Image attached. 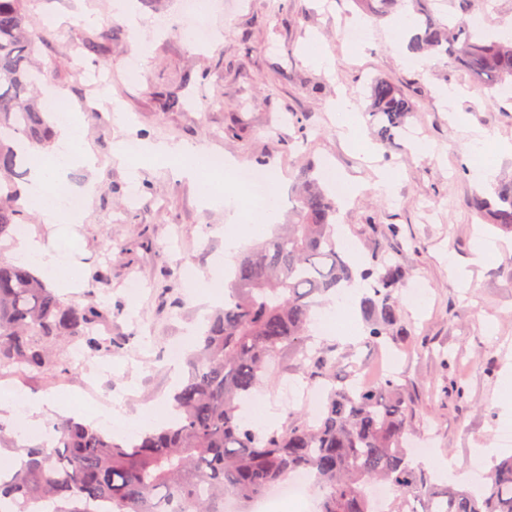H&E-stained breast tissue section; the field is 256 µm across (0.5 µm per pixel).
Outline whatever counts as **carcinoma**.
<instances>
[{
	"label": "carcinoma",
	"instance_id": "obj_1",
	"mask_svg": "<svg viewBox=\"0 0 512 512\" xmlns=\"http://www.w3.org/2000/svg\"><path fill=\"white\" fill-rule=\"evenodd\" d=\"M28 0H0V243L17 238L30 216L18 204L28 146L53 140L52 113L35 97L38 48L29 31ZM378 19L399 0H357ZM418 54L445 55L489 100L512 86V35L492 38L448 11L472 13L479 0H409ZM369 113L378 140L393 141L415 111L412 99L386 78L369 86ZM469 208L480 224L512 231V182L475 193ZM336 203L318 180L305 176L288 223L241 256L224 307L209 319L188 374L173 394L176 419L132 440L91 424L64 419L52 446L18 444L0 424V447L25 457L0 470V512H225L226 499L256 501L286 478L307 473L320 490L318 512H380L376 486L389 491L385 512H512V457L496 464L481 489L437 483L416 463L408 443L417 410L392 375L358 387L356 371L336 376L334 345H314L309 325L322 301L356 281L368 339L382 345L401 328L396 293L400 267L356 271L336 241ZM108 309L69 302L32 267L0 257V371L18 377L72 372L69 345L110 355L101 338ZM288 353L295 372L321 390L317 415L291 413L282 428L259 429L243 404L272 380L268 365Z\"/></svg>",
	"mask_w": 512,
	"mask_h": 512
}]
</instances>
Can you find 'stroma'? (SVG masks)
<instances>
[{"label":"stroma","instance_id":"35a3bbf8","mask_svg":"<svg viewBox=\"0 0 512 512\" xmlns=\"http://www.w3.org/2000/svg\"><path fill=\"white\" fill-rule=\"evenodd\" d=\"M113 0H30V30L40 38L39 60L47 88L65 96L79 113L85 141L98 158L93 170L69 176L70 186L87 181L98 192L82 208L81 224H48L35 215L29 234L56 249V265L75 269L70 294L83 301L97 267L110 271L96 300L111 312L102 336L120 344L115 354L93 356L87 368L51 379L32 374L4 377L0 386L62 402L66 413L45 415L38 442L62 415H75L74 397L85 371L112 390L116 425L153 415L165 420L182 375L168 365L167 348L191 347L207 314L218 307L209 282L226 280L232 264L225 241L242 237L224 207L207 205L199 181L175 178L163 165L144 162L138 184L113 147L123 140L182 143L197 155H220L275 178L281 195L279 222L294 205L301 167L335 169L340 180L363 189L340 203L336 223L342 239L356 243L359 267L400 264L404 336L397 346L367 339L358 302L341 317L346 337L336 339L347 361L384 374L391 355L398 382L419 409L416 440L429 441L422 464L441 482H470L475 466L512 455V421L504 419L503 380L512 375V233L477 223L466 205L480 186L471 166L492 163L494 181L512 179V104H490L470 77L445 56L425 71L405 65L392 47L396 23L364 16L353 0H209L205 14L219 39L200 51L177 31L154 27L173 19L181 0H137L139 27L117 19ZM112 37L101 54L82 49L104 24ZM363 24L362 40L345 39ZM147 44L145 75L131 79L128 61ZM329 60L318 67L309 56ZM109 74L110 105L89 106L94 84L78 71ZM382 75L416 104L400 138L377 141L368 113V83ZM465 88L454 109L466 113L452 123L440 91ZM348 97L361 115L368 150L351 145L340 130L333 104ZM430 143L424 155L418 142ZM391 170L390 190L377 188L379 170ZM493 242L484 260L475 249ZM140 290L130 294L128 284ZM464 397H457V388Z\"/></svg>","mask_w":512,"mask_h":512}]
</instances>
